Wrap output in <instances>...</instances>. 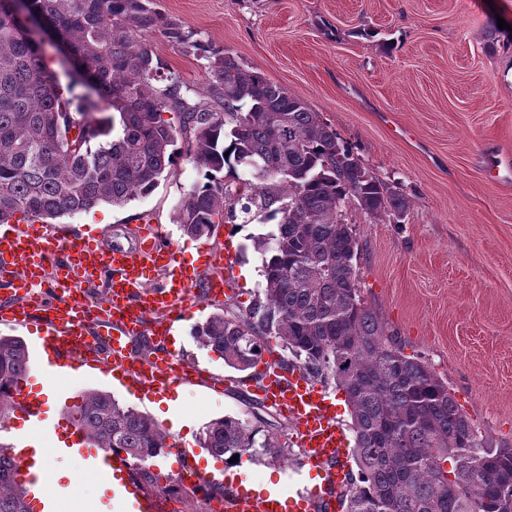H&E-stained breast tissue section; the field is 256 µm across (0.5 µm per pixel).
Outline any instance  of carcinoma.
Segmentation results:
<instances>
[{"label": "carcinoma", "mask_w": 512, "mask_h": 512, "mask_svg": "<svg viewBox=\"0 0 512 512\" xmlns=\"http://www.w3.org/2000/svg\"><path fill=\"white\" fill-rule=\"evenodd\" d=\"M25 11L66 48L69 70L61 81L40 36L19 31L14 0H0V224L147 197L173 174L177 140L190 137L185 156L203 181L178 208L180 230L208 235L237 218L239 202L274 224L257 243L262 288L245 312L196 326L198 345L247 371L275 344L311 378L334 382L354 435L344 512H512V446L492 448L363 297L347 210L400 220L409 206L401 188L374 176L300 97L206 48L153 0H27ZM153 32L206 60L211 101L195 100L154 53L143 39ZM28 368L23 340L0 335V421ZM72 419L92 446L142 465L169 447L150 416L109 392L84 393ZM200 447L226 463L287 454L277 435L233 416L211 420ZM16 466L0 444V512H33Z\"/></svg>", "instance_id": "cac0c4a2"}]
</instances>
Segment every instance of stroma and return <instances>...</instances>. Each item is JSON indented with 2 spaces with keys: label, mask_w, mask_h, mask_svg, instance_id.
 <instances>
[{
  "label": "stroma",
  "mask_w": 512,
  "mask_h": 512,
  "mask_svg": "<svg viewBox=\"0 0 512 512\" xmlns=\"http://www.w3.org/2000/svg\"><path fill=\"white\" fill-rule=\"evenodd\" d=\"M198 40L231 52L299 96L336 129L380 179L410 199L402 223L349 209L363 247L364 297L391 326L405 354H419L447 382L493 447L512 446V49L490 40L488 26L512 24V0H153ZM154 52L198 92L204 61L146 34ZM178 157L173 174L149 196L61 217L73 234L124 247L157 228L183 258L231 246L232 288L214 300L197 292L176 329L181 357L223 392L184 383L170 392L188 424L173 430L153 400L133 396L99 375L59 394L44 431L64 430L88 390L152 416L169 442L188 448L201 472L226 484L271 481L288 499L310 490L315 473L301 464L292 421L263 404L257 369L240 372L202 349L193 329L212 315L245 311L262 281L256 238L260 219L216 225L191 238L175 222L199 180ZM225 415L260 416L288 442L286 461L260 455L237 466L200 448L206 423Z\"/></svg>",
  "instance_id": "stroma-1"
}]
</instances>
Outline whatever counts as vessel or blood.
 <instances>
[{
	"mask_svg": "<svg viewBox=\"0 0 512 512\" xmlns=\"http://www.w3.org/2000/svg\"><path fill=\"white\" fill-rule=\"evenodd\" d=\"M216 261L209 251L193 265L176 259L170 246L156 234L141 237L135 248L124 249L102 238L88 241L23 220L1 224L0 269L11 273L10 287L16 301L0 306V319L21 326L38 323V347L44 355L46 379L79 364L97 368L142 395H160L173 385L202 377L201 372L183 364L169 336L197 289H205L216 298L231 288L230 276H216ZM104 275L109 278V290L98 307L91 309L67 298L69 285ZM45 286L53 288L54 298L42 295L37 301L27 300L30 289ZM143 334L156 340L152 356L137 355L131 347V337ZM261 364L264 401L292 419L306 464L323 473L319 492L300 498L294 508L296 512H315L317 505L323 504L334 512L336 495L347 481L351 461L346 434L332 401L301 371L281 369L274 354L263 357ZM46 400V394L19 390L16 401L30 429L43 427ZM63 442L72 449L80 471L103 482L116 481L132 512H159L157 499L136 482L134 465L125 454L91 456L83 430L75 425L66 428ZM16 457V478L29 496L51 497L50 487L40 479L46 467L43 449L26 445L17 450ZM224 512L280 509L276 501L240 485L225 492Z\"/></svg>",
	"mask_w": 512,
	"mask_h": 512,
	"instance_id": "obj_1",
	"label": "vessel or blood"
}]
</instances>
